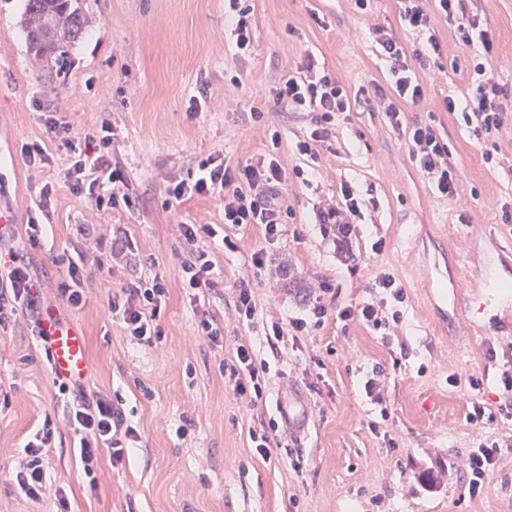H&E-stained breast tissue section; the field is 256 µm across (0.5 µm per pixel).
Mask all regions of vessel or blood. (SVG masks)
I'll list each match as a JSON object with an SVG mask.
<instances>
[{"mask_svg": "<svg viewBox=\"0 0 512 512\" xmlns=\"http://www.w3.org/2000/svg\"><path fill=\"white\" fill-rule=\"evenodd\" d=\"M40 328L48 336V357L57 376L81 377L87 366V343L80 327L64 323L49 312L40 318Z\"/></svg>", "mask_w": 512, "mask_h": 512, "instance_id": "vessel-or-blood-1", "label": "vessel or blood"}]
</instances>
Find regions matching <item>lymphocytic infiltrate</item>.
Here are the masks:
<instances>
[{
    "mask_svg": "<svg viewBox=\"0 0 512 512\" xmlns=\"http://www.w3.org/2000/svg\"><path fill=\"white\" fill-rule=\"evenodd\" d=\"M441 14L453 24L458 40L466 46L482 45L491 50L493 41L488 30L482 29L476 13L470 11L467 0H435L434 9H427L425 0H402L400 18L404 27L418 31L426 37L424 55H441V44L433 31V14ZM376 42L390 63L391 93H378L377 99L394 130L404 131L413 158L434 189L443 196L456 194L458 175L448 159V146L437 129L429 123L405 127L402 103L418 102L423 88L410 70L406 54L394 36L385 28H375ZM472 96L448 99V111L459 113L465 127L474 137H481L502 127L503 111L498 102L502 89L486 62H477L473 68ZM275 101L282 108L306 112L314 125L309 139L298 142L300 153L312 154L315 143L326 142L331 124L337 114L350 111L351 98L347 89L337 82L314 56H306L296 72L283 76L274 88ZM46 124L51 131L61 134L64 145L72 154V164L66 171L74 193L86 195L97 209L109 211L131 207V197L122 192L120 168L110 158L113 133L110 125H102L97 134L85 136L83 144L70 137L68 124L55 115H48ZM286 173L276 154L267 153L244 163L231 165L221 157H208L198 164V170L188 178L169 184L166 188V206H173L195 196L222 195L224 221L228 224H259L266 237L278 236L282 224ZM208 225L183 224L181 237L190 244L188 259L182 265L184 283L192 289L213 288V264L206 250L197 248L200 234L208 232ZM100 256L78 253L67 260V280L58 286L59 297L68 306L79 307L84 299V275L87 267L101 266ZM33 279L18 257H0V324L18 309L36 308L32 291ZM166 288L161 278L141 281L122 287L121 295L112 299L110 308L122 320L125 330L134 339L153 344L164 335L158 322ZM267 366L256 360L250 344H238L235 356L224 366L236 395H250L261 400L265 388ZM70 423L80 432V459L86 474H93L101 455H108L112 467L125 466L129 451L138 439V431L128 425L118 402L108 395L97 393L87 396L79 393L78 402L69 415ZM54 430L43 424L24 447L25 459L20 463L16 481L25 497L39 499L46 488V474L42 456L51 447ZM502 448L497 440L484 439L461 461L462 470L469 475L472 493H479L484 479L500 456Z\"/></svg>",
    "mask_w": 512,
    "mask_h": 512,
    "instance_id": "lymphocytic-infiltrate-1",
    "label": "lymphocytic infiltrate"
}]
</instances>
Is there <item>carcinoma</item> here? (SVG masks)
Masks as SVG:
<instances>
[{"mask_svg":"<svg viewBox=\"0 0 512 512\" xmlns=\"http://www.w3.org/2000/svg\"><path fill=\"white\" fill-rule=\"evenodd\" d=\"M80 0H26L22 27L34 57L60 59L83 33ZM336 249L353 257L345 224L333 225Z\"/></svg>","mask_w":512,"mask_h":512,"instance_id":"1","label":"carcinoma"}]
</instances>
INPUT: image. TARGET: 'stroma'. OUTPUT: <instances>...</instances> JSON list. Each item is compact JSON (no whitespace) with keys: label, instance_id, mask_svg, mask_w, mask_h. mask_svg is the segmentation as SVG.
<instances>
[{"label":"stroma","instance_id":"stroma-1","mask_svg":"<svg viewBox=\"0 0 512 512\" xmlns=\"http://www.w3.org/2000/svg\"><path fill=\"white\" fill-rule=\"evenodd\" d=\"M247 2L253 42L240 50L225 24V0H81L82 36L64 62L43 64L21 25L25 0H0V210L13 224L0 250L28 266L41 305L82 327L86 394L120 397L139 432L124 468L104 456L94 477L85 476L69 422L73 396L54 382L35 313H16L0 327V392L8 396L0 404V512H512V451L474 496L458 465L484 437H512V417L498 411L512 403L502 384L512 376V298L492 290L512 284V0L479 4L505 117L481 140L446 108L447 98L467 93L468 51L445 18L434 21L443 54L423 63L416 53L425 37L402 26L399 0H370L364 12L353 0ZM379 26L404 48L424 88L419 102L403 104L404 121L437 127L460 177L456 196L433 190L404 136L376 103L357 96L391 88ZM309 54L357 96L311 157L296 149L312 130L308 113L284 110L273 94L278 78ZM50 112L79 140L111 125V160L131 208L104 213L71 191V157L44 123ZM274 130L288 176L279 237L225 223L217 194L165 207L167 186L201 160L249 162L269 149ZM33 142L51 156L38 171L21 154ZM345 185L363 203L350 227V260L337 255L319 220L341 202ZM46 186L53 205L42 215ZM35 216L48 234L34 246L25 226ZM183 224L213 229L198 241L213 262V289L195 294L184 284ZM113 249L123 259L86 271L84 305L58 300L62 256ZM257 251L266 259L260 269L251 261ZM284 259L308 282L307 297L289 293L275 274ZM246 274L257 305L248 324L234 315ZM382 274L404 288V303L375 288ZM154 277L166 287L164 336L150 345L128 336L109 302L122 286ZM325 286L333 296L324 321L272 351L271 322L308 318ZM367 303L389 319L399 312L398 322L379 328L340 318ZM207 317L223 326V345L198 335ZM241 340L268 365L267 391L254 405L224 381L222 363ZM472 376L483 380L480 394L468 386ZM478 397L495 410L493 421L470 420ZM47 422L55 430L44 460L48 483L33 501L20 493L16 472L31 434ZM270 425L279 446L265 459L250 432ZM298 454L304 462L296 471L290 460Z\"/></svg>","mask_w":512,"mask_h":512}]
</instances>
